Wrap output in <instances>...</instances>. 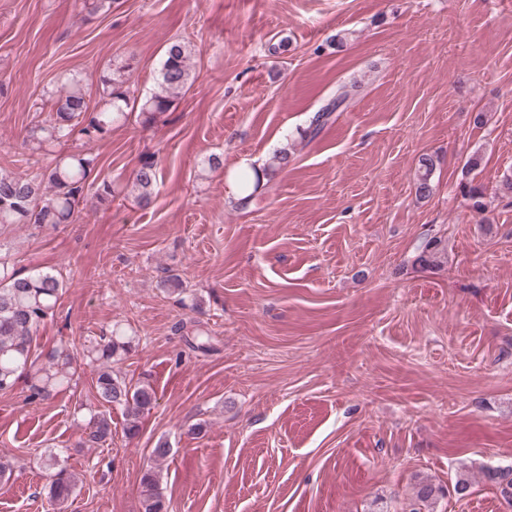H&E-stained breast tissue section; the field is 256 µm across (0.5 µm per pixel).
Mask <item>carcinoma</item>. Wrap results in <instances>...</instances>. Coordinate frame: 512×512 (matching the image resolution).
Wrapping results in <instances>:
<instances>
[{
  "label": "carcinoma",
  "mask_w": 512,
  "mask_h": 512,
  "mask_svg": "<svg viewBox=\"0 0 512 512\" xmlns=\"http://www.w3.org/2000/svg\"><path fill=\"white\" fill-rule=\"evenodd\" d=\"M192 72L190 54L184 45L171 43L166 50L160 72V92L147 99L142 112L155 114L166 111L173 98L187 87ZM108 100L94 111L86 103L77 83L58 90L50 119L32 130V149L48 153L50 149L69 141L75 134L87 140L102 139L112 131V125L124 117V92L112 88V79H102ZM350 98V90L341 87L336 97L312 116L306 136L317 137L334 112ZM96 166V157L82 151L57 155L45 170L33 177L0 172V225L31 224L36 227H55L73 222L80 201L91 198L90 208L109 206L114 198L112 182L102 181L91 195L86 193L87 180ZM416 192H429L431 159L420 160ZM157 165L149 156L140 161L133 187L142 205L152 201L157 186ZM244 190L239 205H249L261 192L260 177L242 178ZM63 282L49 270L24 272L8 256L0 254V392H12L20 381L27 382L28 401H44L76 381L77 361L83 359L95 368L96 397L101 410L88 409L84 419V442L105 443L112 439L110 409L118 407L125 417V434L129 438L139 433L140 419L156 402L154 391L147 385H134L114 373L112 363L122 360L132 349L131 341L114 329L100 339L83 345L82 352L59 344L36 352L32 332L54 315L60 300ZM491 479L501 493L512 500V468L492 472ZM78 477L65 468L51 474L50 501L63 509L75 491ZM443 489L428 480L414 487V508L410 512H434ZM143 512H164L165 502L156 471L147 470L141 479Z\"/></svg>",
  "instance_id": "cac0c4a2"
}]
</instances>
